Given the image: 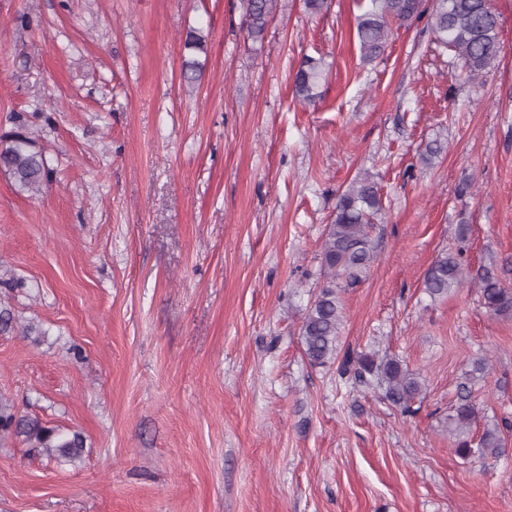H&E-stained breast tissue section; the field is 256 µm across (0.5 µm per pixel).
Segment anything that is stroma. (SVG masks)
<instances>
[{
	"label": "stroma",
	"mask_w": 512,
	"mask_h": 512,
	"mask_svg": "<svg viewBox=\"0 0 512 512\" xmlns=\"http://www.w3.org/2000/svg\"><path fill=\"white\" fill-rule=\"evenodd\" d=\"M491 4L501 52L470 82L423 18L363 63L361 0H277L256 43L240 0H0V131L23 117L52 170L37 195L0 173V397L86 439L72 465L1 440L0 512H512V435L464 460L446 428L464 392L472 436L512 425V318L474 279L512 288V0ZM307 55L329 65L312 106ZM367 175L376 260L341 293L338 350L404 360L408 414L300 336L337 197ZM444 250L471 279L434 301ZM324 77L321 59L306 56L293 76V95L301 103L310 104L318 97V88ZM479 278L486 310L494 316L512 317V289L505 288L490 270L484 271Z\"/></svg>",
	"instance_id": "35a3bbf8"
}]
</instances>
